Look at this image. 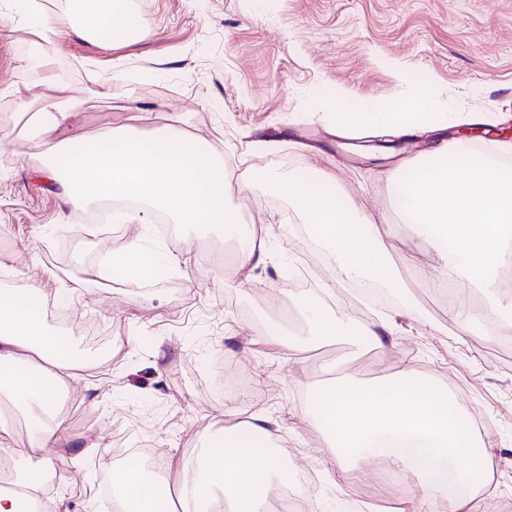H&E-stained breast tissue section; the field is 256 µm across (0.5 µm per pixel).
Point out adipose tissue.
<instances>
[{"instance_id": "1", "label": "adipose tissue", "mask_w": 512, "mask_h": 512, "mask_svg": "<svg viewBox=\"0 0 512 512\" xmlns=\"http://www.w3.org/2000/svg\"><path fill=\"white\" fill-rule=\"evenodd\" d=\"M76 31L120 41L128 35L151 37L152 31L132 11L114 22L110 0H76ZM329 117L339 125H376L401 135H429L427 162L409 160L388 177L397 224L414 228L421 247L435 254L438 282L465 274L490 300L480 312L450 310L451 322L502 320L512 328V291L501 288L498 275L512 257V173L500 159L512 154V140L493 139L486 157L460 154L447 128L477 123L474 115L435 112L425 103L423 87L386 101H371L336 91L327 96ZM72 118L64 101L42 102L33 132L42 137L48 161L63 158L71 168L55 171L60 197L82 205L92 200H134L123 221L145 226L151 214L164 212L177 224H210L237 236L236 269L242 278L265 261V237H238L233 192L247 191L251 180L230 181L223 156L198 137L163 129L144 139L132 126L113 128L110 137L88 136L51 140ZM331 178L315 184L291 178L279 190L308 218L310 233L328 252L338 282L361 277L375 280L398 294L407 288L389 262L397 224L372 223L368 214L331 188ZM42 291L0 290V397L29 426L27 448L16 452L0 420V455L15 459V492L0 493V512H31L49 473V449L66 448L73 440L58 408L62 374L75 356L68 337L49 330L39 306ZM297 303L320 342L349 341L361 348H386L394 325L382 317L365 323L342 321L327 311L320 296L304 289ZM321 384L305 385V416L341 456L384 460L412 472L420 494L398 512H473L472 501L493 494L495 455L473 418L459 405L446 384L403 366L393 378L364 384L333 365ZM270 422L254 419L225 433L216 447L206 449L190 479L177 489L181 500L201 512L219 498L235 512H263L275 482L285 472L269 447ZM169 485L139 466L112 471V498L120 512H168Z\"/></svg>"}]
</instances>
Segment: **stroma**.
<instances>
[{"instance_id":"35a3bbf8","label":"stroma","mask_w":512,"mask_h":512,"mask_svg":"<svg viewBox=\"0 0 512 512\" xmlns=\"http://www.w3.org/2000/svg\"><path fill=\"white\" fill-rule=\"evenodd\" d=\"M132 8L153 37L95 43L73 33L71 0H0V265L11 287L42 288L55 313L48 326L60 316L75 325L64 414L73 445L49 451L56 478L45 512H114L105 486L111 469L129 463L120 448H152L163 478L178 485L204 441L254 416L275 422L289 457L311 470L323 512H347L352 502L391 512L403 488L380 483L376 464L335 455L301 410V386L341 357L361 380L412 366L489 419L482 435L499 461L496 494L478 501L477 512H512V334L476 336L449 323L418 280L413 316L397 304L385 308L398 324L389 349L353 359L348 344L308 342L287 284L325 252L287 198L271 199L279 180L324 172L375 223H395L386 175L423 157L425 139L400 136L381 147L382 129L342 131L324 114V93L388 99L418 79L431 108L512 114V0H132ZM38 10L61 31L42 50L30 34ZM88 65L112 84V98L86 77ZM17 88L36 101L66 96L72 132L101 135L145 113L143 130L177 126L207 141L234 172L257 173L230 203L239 223L268 229L266 263L240 282L225 257L233 242L209 225L88 231L85 219L99 205L72 207L44 179V149L29 113L15 109ZM134 239L169 280L100 278L103 254ZM275 321L299 351L268 335ZM236 376L249 390H229ZM91 441L96 449L79 454Z\"/></svg>"}]
</instances>
